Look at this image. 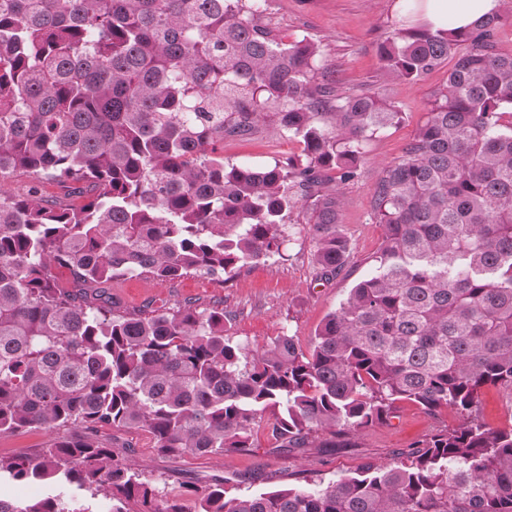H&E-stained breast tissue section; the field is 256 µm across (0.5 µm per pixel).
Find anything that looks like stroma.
Masks as SVG:
<instances>
[{
  "mask_svg": "<svg viewBox=\"0 0 512 512\" xmlns=\"http://www.w3.org/2000/svg\"><path fill=\"white\" fill-rule=\"evenodd\" d=\"M401 0H271L264 17L285 40L308 38L318 42L319 72L337 94L368 93L384 97L403 114L400 124L385 128L365 144V164L357 179L340 185L342 220L350 238L343 272L317 278L312 266L313 242L302 209L289 218L294 230L280 254L253 262L221 278L192 274L174 281L149 277L122 278L112 284L116 312L142 308L173 309L190 300L198 308L222 304L227 317L224 331L232 341L262 349L277 336L296 338L309 347L325 317L345 301L351 288L372 270L371 258L384 234L372 216V189L383 165L399 159L413 140L431 106L433 90L442 87L447 69H439L416 83L385 76L380 68L379 43L404 27ZM294 139L273 135L267 126L245 138L224 141V160L238 166L264 167L300 156ZM491 427L512 421V394L497 387L482 389L475 409ZM459 422L453 410L425 413L419 406L398 403L394 418L361 432L348 433L335 447L322 435L300 448L278 449L265 425L255 426L252 446L216 455H169L156 448L144 430L103 428L99 436L141 476L171 494L190 485L199 492L224 483L228 495L259 493L271 488H297L314 481H333L373 462L389 465L402 459L416 442ZM0 495L17 501L47 496L91 501L94 512H112V502L92 498L66 483H17L0 479Z\"/></svg>",
  "mask_w": 512,
  "mask_h": 512,
  "instance_id": "1",
  "label": "stroma"
}]
</instances>
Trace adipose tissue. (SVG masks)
Listing matches in <instances>:
<instances>
[{
    "instance_id": "obj_1",
    "label": "adipose tissue",
    "mask_w": 512,
    "mask_h": 512,
    "mask_svg": "<svg viewBox=\"0 0 512 512\" xmlns=\"http://www.w3.org/2000/svg\"><path fill=\"white\" fill-rule=\"evenodd\" d=\"M499 0H413L412 15L434 32L465 30L498 8Z\"/></svg>"
}]
</instances>
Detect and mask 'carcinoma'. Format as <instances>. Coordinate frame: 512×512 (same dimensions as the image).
Here are the masks:
<instances>
[{
	"label": "carcinoma",
	"mask_w": 512,
	"mask_h": 512,
	"mask_svg": "<svg viewBox=\"0 0 512 512\" xmlns=\"http://www.w3.org/2000/svg\"><path fill=\"white\" fill-rule=\"evenodd\" d=\"M255 0H0V182L70 184L79 207L0 187V433L64 431L37 457L0 456L16 482H66L112 512H186L115 459L98 430L143 429L167 454L281 448L387 421L402 401L461 423L390 466L312 489L227 495L196 512H512V425L472 415L512 393V52L494 13L457 34L397 29L382 71L416 82L455 59L372 208L373 272L308 349L224 336V308L114 314L118 278L231 274L279 252L305 210L320 278L349 251L342 195L364 144L402 112L319 78L320 46L279 37ZM272 117L303 144L286 165L227 166L218 144ZM69 271L58 285L54 269ZM0 512H61L0 497ZM512 396L498 387H485L479 395L475 413L479 420L491 427H500L511 421Z\"/></svg>",
	"instance_id": "cac0c4a2"
}]
</instances>
